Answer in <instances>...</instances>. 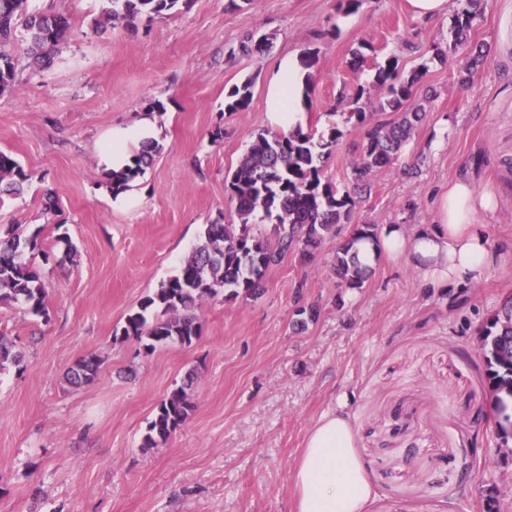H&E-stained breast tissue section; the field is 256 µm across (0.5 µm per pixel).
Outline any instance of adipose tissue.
<instances>
[{
    "label": "adipose tissue",
    "mask_w": 512,
    "mask_h": 512,
    "mask_svg": "<svg viewBox=\"0 0 512 512\" xmlns=\"http://www.w3.org/2000/svg\"><path fill=\"white\" fill-rule=\"evenodd\" d=\"M304 71L298 57L280 59L265 94V116L275 128L302 123ZM158 119L144 113L133 123L112 129L99 144V163L107 171L130 165L132 149L156 138ZM491 195L478 193L470 181L459 180L437 200L432 224H389L357 242L359 258L371 264L385 257L419 271L436 293L480 282L503 256L491 248L480 218L493 211ZM297 512H366L373 488L356 449L345 407L323 415L309 430L294 472Z\"/></svg>",
    "instance_id": "1"
}]
</instances>
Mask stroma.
I'll return each mask as SVG.
<instances>
[{"mask_svg":"<svg viewBox=\"0 0 512 512\" xmlns=\"http://www.w3.org/2000/svg\"><path fill=\"white\" fill-rule=\"evenodd\" d=\"M68 17L54 67L33 70L14 44L18 79L0 96V151L32 174L0 197L8 225L39 231L48 318L0 307V332L24 360L0 370V512H295L294 470L309 429L347 399L357 451L374 489L367 512H512V445L497 430L479 332L512 296V0H485L470 32L487 57L469 81L448 47L451 14L422 21L406 0H187L151 21L95 29L104 0H30ZM270 40L239 54L244 36ZM317 54L305 125L342 135L323 178L356 202L313 258L288 252L250 299L216 296L199 339L145 353L116 329L175 276L206 225L235 223L225 183L251 136L267 128V81L285 55ZM417 76L423 120L365 191L348 175L363 143L345 99L371 88L387 58ZM252 81L242 111L227 92ZM162 151L112 205L97 145L153 103ZM491 192L482 216L504 261L475 286L440 296L410 266L377 262L362 287L330 264L353 225L431 224L448 185ZM58 206L47 212L45 198ZM74 247L64 255L56 237ZM317 321L295 324L299 306ZM96 355L99 373L73 388L66 371ZM195 371L194 409L161 445L145 447L156 407Z\"/></svg>","mask_w":512,"mask_h":512,"instance_id":"1","label":"stroma"}]
</instances>
